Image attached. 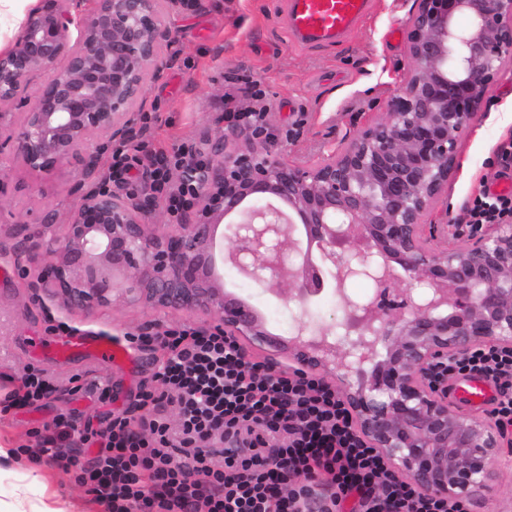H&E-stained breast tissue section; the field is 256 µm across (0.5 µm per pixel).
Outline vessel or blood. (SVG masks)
<instances>
[{"label": "vessel or blood", "mask_w": 512, "mask_h": 512, "mask_svg": "<svg viewBox=\"0 0 512 512\" xmlns=\"http://www.w3.org/2000/svg\"><path fill=\"white\" fill-rule=\"evenodd\" d=\"M370 7V0H288V31L302 43L338 44L367 18ZM38 348L56 359L87 353L114 364L128 358L120 344L96 332L65 340L43 339Z\"/></svg>", "instance_id": "1"}]
</instances>
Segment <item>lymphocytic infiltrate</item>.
Instances as JSON below:
<instances>
[{
	"label": "lymphocytic infiltrate",
	"instance_id": "lymphocytic-infiltrate-1",
	"mask_svg": "<svg viewBox=\"0 0 512 512\" xmlns=\"http://www.w3.org/2000/svg\"><path fill=\"white\" fill-rule=\"evenodd\" d=\"M132 151L145 160L152 190L168 196L170 211L181 209L188 190L172 187L169 173L188 164L192 149L121 144L113 167ZM507 215L512 193L480 195L468 210L469 231ZM139 340L166 356L158 387L141 394L139 417L86 430L83 443L99 444L88 464L76 448L47 451L52 461L80 465L79 482L105 512H298L302 485L313 483L330 488L333 512H465L463 500L424 493L394 474L357 433L335 388L317 376L270 372L231 337L190 325ZM457 376L490 383V417L512 443V349L486 345L434 370L443 386ZM229 435L240 447H225Z\"/></svg>",
	"mask_w": 512,
	"mask_h": 512
}]
</instances>
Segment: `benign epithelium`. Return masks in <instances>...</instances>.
<instances>
[{
    "mask_svg": "<svg viewBox=\"0 0 512 512\" xmlns=\"http://www.w3.org/2000/svg\"><path fill=\"white\" fill-rule=\"evenodd\" d=\"M192 11L202 0H41L11 45L0 51V153L48 178L72 159L135 136L133 111L160 77L169 33L160 2ZM466 17L461 27L457 19ZM411 66L385 112L316 163L288 160L263 129L217 131L196 153V182L184 217L158 231L149 205L109 179L81 195L60 243L47 247L32 287L50 286L71 309L119 297L154 308L203 311L245 351L288 355L340 393L356 430L398 474L448 499L491 491L501 448L490 423L448 405L429 381L439 357L495 344L512 348V222L472 242L448 243V225L428 224L461 168L459 148L488 92L512 63V0H414L407 29ZM40 74L48 78L33 90ZM234 226L222 260L297 304L296 336L269 332L262 314L224 288L216 229ZM305 232L306 248L293 238ZM427 290L395 287V269ZM376 285L358 303L347 283ZM328 291L340 299L350 349L311 312ZM355 384L352 379L365 374ZM301 512H330L320 486Z\"/></svg>",
    "mask_w": 512,
    "mask_h": 512,
    "instance_id": "1",
    "label": "benign epithelium"
}]
</instances>
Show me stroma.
<instances>
[{"mask_svg":"<svg viewBox=\"0 0 512 512\" xmlns=\"http://www.w3.org/2000/svg\"><path fill=\"white\" fill-rule=\"evenodd\" d=\"M369 17L340 44L302 45L292 41L284 17L288 0H203L199 9H164L171 38L162 48L159 80L149 83L144 112L150 127L144 137L156 146L186 144L201 148L213 132L224 103L246 111L266 108L269 131L290 158L315 163L383 112L409 68L406 32L411 0H372ZM485 116L476 118L461 143L462 168L448 191L447 208H435L429 223L447 222L457 242L468 240L464 226L473 199L499 179L512 176L498 156L512 141V71L490 88ZM82 160H72L53 180L36 178L12 155L0 154V265L10 281L0 283V407L28 368L44 370L56 391L41 405L0 410V512H102L74 470L48 457L14 456L19 447L37 448L57 421L75 425L71 442L86 426L101 428L110 415L138 413V395L154 385L157 351L137 352L134 369L107 365L89 356L56 363L33 354L32 339L51 333L53 320L72 328L105 331L118 339L190 323L208 327L215 316L155 311L118 304L94 310L64 308L50 292L33 296L29 283L41 269L48 243L60 240L64 222L79 204L74 183ZM54 214V224L44 222ZM220 273L225 288L249 301L269 329L283 338L295 336L287 296L266 290L231 264ZM95 382L106 400L80 392ZM468 512H512V447L503 446L493 467L492 491L468 503Z\"/></svg>","mask_w":512,"mask_h":512,"instance_id":"obj_1","label":"stroma"}]
</instances>
